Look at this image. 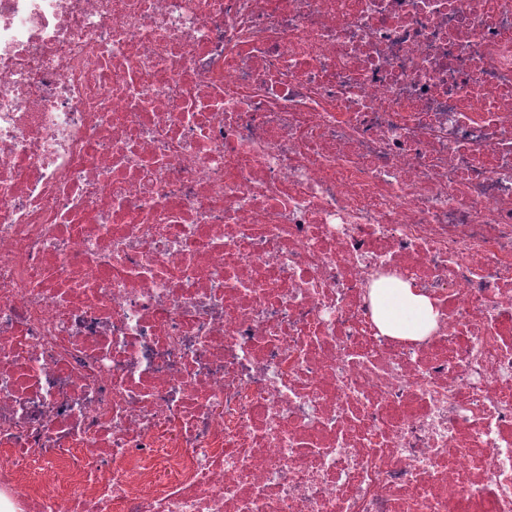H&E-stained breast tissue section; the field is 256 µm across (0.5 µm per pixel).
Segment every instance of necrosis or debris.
<instances>
[{
	"instance_id": "4bbe7bcc",
	"label": "necrosis or debris",
	"mask_w": 512,
	"mask_h": 512,
	"mask_svg": "<svg viewBox=\"0 0 512 512\" xmlns=\"http://www.w3.org/2000/svg\"><path fill=\"white\" fill-rule=\"evenodd\" d=\"M0 512H512V0H0ZM382 290L376 282L371 289V297L378 306L376 319L383 332L418 339L434 330L437 313L425 294L402 280H396L386 292Z\"/></svg>"
}]
</instances>
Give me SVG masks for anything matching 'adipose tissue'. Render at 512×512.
Instances as JSON below:
<instances>
[{
    "instance_id": "1",
    "label": "adipose tissue",
    "mask_w": 512,
    "mask_h": 512,
    "mask_svg": "<svg viewBox=\"0 0 512 512\" xmlns=\"http://www.w3.org/2000/svg\"><path fill=\"white\" fill-rule=\"evenodd\" d=\"M371 297L378 307L377 322L389 335L417 339L436 326L437 315L430 299L409 282L399 280L385 290L372 287Z\"/></svg>"
}]
</instances>
